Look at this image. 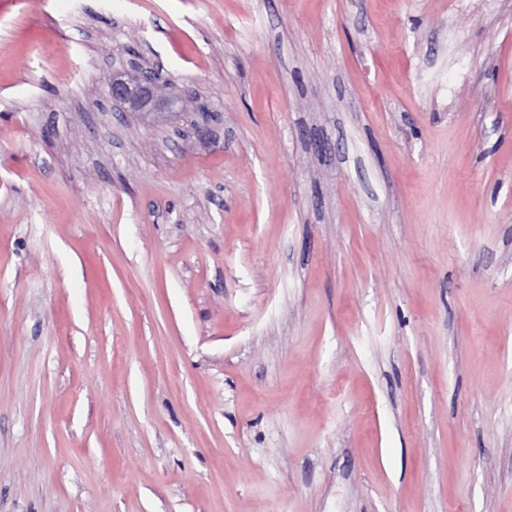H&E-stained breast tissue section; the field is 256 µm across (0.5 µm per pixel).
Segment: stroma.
Instances as JSON below:
<instances>
[{
    "label": "stroma",
    "instance_id": "1",
    "mask_svg": "<svg viewBox=\"0 0 512 512\" xmlns=\"http://www.w3.org/2000/svg\"><path fill=\"white\" fill-rule=\"evenodd\" d=\"M0 512H512V0H0ZM136 74L116 72L112 74L109 93L112 100L125 106L127 112H152L157 107H170L171 101L159 95L158 71L129 61Z\"/></svg>",
    "mask_w": 512,
    "mask_h": 512
}]
</instances>
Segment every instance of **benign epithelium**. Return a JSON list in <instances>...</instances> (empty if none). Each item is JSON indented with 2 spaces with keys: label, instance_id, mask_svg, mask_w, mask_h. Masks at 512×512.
I'll use <instances>...</instances> for the list:
<instances>
[{
  "label": "benign epithelium",
  "instance_id": "benign-epithelium-1",
  "mask_svg": "<svg viewBox=\"0 0 512 512\" xmlns=\"http://www.w3.org/2000/svg\"><path fill=\"white\" fill-rule=\"evenodd\" d=\"M129 65L134 73L117 72L112 75L109 93L112 100L125 106L128 112H152L163 106H171V101L159 95L158 71L154 67L143 66L133 60Z\"/></svg>",
  "mask_w": 512,
  "mask_h": 512
}]
</instances>
